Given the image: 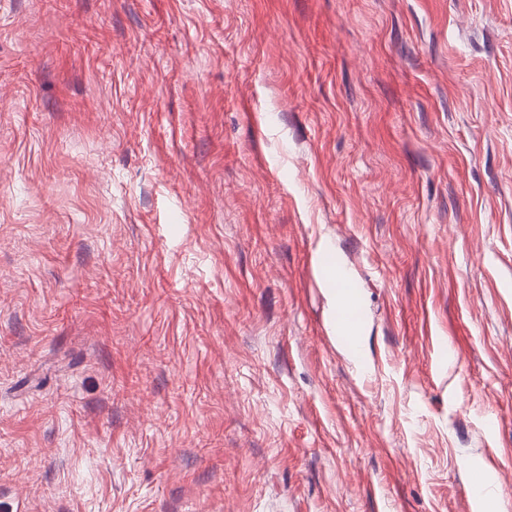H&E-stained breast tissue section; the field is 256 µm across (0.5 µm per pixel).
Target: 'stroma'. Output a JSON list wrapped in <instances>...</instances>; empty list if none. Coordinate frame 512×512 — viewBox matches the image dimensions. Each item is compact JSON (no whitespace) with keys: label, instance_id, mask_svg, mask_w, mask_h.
I'll list each match as a JSON object with an SVG mask.
<instances>
[{"label":"stroma","instance_id":"obj_1","mask_svg":"<svg viewBox=\"0 0 512 512\" xmlns=\"http://www.w3.org/2000/svg\"><path fill=\"white\" fill-rule=\"evenodd\" d=\"M0 512H512V0H0ZM364 318L365 315L362 308L355 304L352 306L338 305L333 313L337 332L336 342L354 360L360 358L358 336H356L355 332L362 325Z\"/></svg>","mask_w":512,"mask_h":512}]
</instances>
